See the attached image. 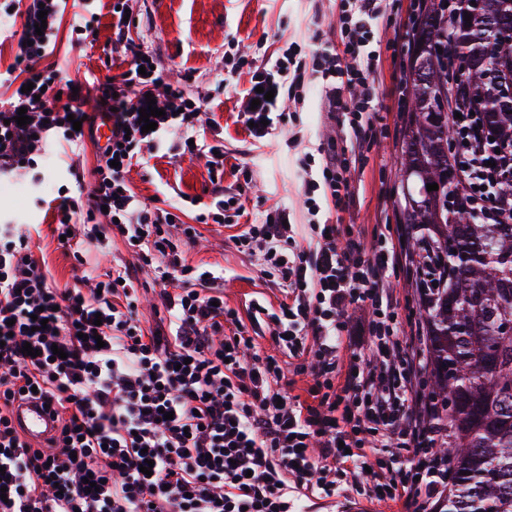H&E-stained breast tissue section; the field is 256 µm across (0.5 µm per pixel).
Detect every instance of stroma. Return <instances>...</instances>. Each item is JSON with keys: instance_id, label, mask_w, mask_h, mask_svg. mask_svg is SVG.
I'll list each match as a JSON object with an SVG mask.
<instances>
[{"instance_id": "stroma-1", "label": "stroma", "mask_w": 512, "mask_h": 512, "mask_svg": "<svg viewBox=\"0 0 512 512\" xmlns=\"http://www.w3.org/2000/svg\"><path fill=\"white\" fill-rule=\"evenodd\" d=\"M113 0H101L98 19L88 41L74 42L69 30H61L58 51L48 63L64 79L78 83L79 101L90 100L93 87L88 77L107 81L122 71V58H109L106 47L112 40ZM410 0H388L378 35L388 41L382 52L376 109L385 125L364 149V160L353 178L355 195L348 209L339 212L341 224L354 233L371 236L375 225L396 223L404 201L400 156L404 146L407 114L398 112V86L409 68L412 50L409 32L413 22ZM320 12H313L308 0H133L140 18L132 28L134 40L158 48L157 67L165 81L182 84L190 97L202 103L201 134L220 135L231 155L225 169L224 186L234 185L233 165L247 163L252 182L242 196L249 215H261L275 203L285 204L299 235H307L303 189L295 177L297 159L304 148L319 137L336 134L339 125L321 101L318 89H309L295 121L278 128L267 145L251 149L250 139L239 117L242 90L250 85L249 74H241L236 88L224 86L226 53L236 47L256 54L273 52L292 43L310 53L313 34L333 38L336 4L322 0ZM126 178L142 200L191 198L186 212L195 216L212 200L213 185L205 158L190 154L145 157L132 165ZM74 188L59 168L55 153H48L36 170L24 175L0 176V220L36 224L40 237L32 250L46 261L58 284H73L75 264L71 255L58 247L50 226L55 221L59 187ZM233 211H225L223 224L199 225L194 244L185 249L189 264H208L224 271V301L248 318L252 301L278 307L282 295L262 277L254 257L238 252L228 242Z\"/></svg>"}]
</instances>
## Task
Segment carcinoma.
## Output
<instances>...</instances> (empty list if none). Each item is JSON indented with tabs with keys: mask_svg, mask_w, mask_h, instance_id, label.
Returning <instances> with one entry per match:
<instances>
[{
	"mask_svg": "<svg viewBox=\"0 0 512 512\" xmlns=\"http://www.w3.org/2000/svg\"><path fill=\"white\" fill-rule=\"evenodd\" d=\"M484 2L462 0L449 29L430 11L416 28L421 50L409 67L411 119L401 161L406 223L430 232L445 272L442 287L425 289L424 305L429 389L447 418L438 452L451 474L435 512H512V333L502 331L512 322V224H482L467 209H448V184L458 182L459 171L448 157L455 129L442 99L447 74L435 55L441 38L449 54L466 60L471 101L497 139L512 142V114L498 106L490 76L493 68H512V0H498L508 21L476 44L472 24ZM475 50L485 65L471 62ZM434 183L438 190H427Z\"/></svg>",
	"mask_w": 512,
	"mask_h": 512,
	"instance_id": "cac0c4a2",
	"label": "carcinoma"
}]
</instances>
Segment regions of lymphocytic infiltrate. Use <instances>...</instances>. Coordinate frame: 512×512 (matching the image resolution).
I'll use <instances>...</instances> for the list:
<instances>
[{"instance_id":"1","label":"lymphocytic infiltrate","mask_w":512,"mask_h":512,"mask_svg":"<svg viewBox=\"0 0 512 512\" xmlns=\"http://www.w3.org/2000/svg\"><path fill=\"white\" fill-rule=\"evenodd\" d=\"M9 2L23 23L9 78L14 89L0 102L1 176L34 169L48 148L65 151L94 130L81 107L61 104L72 85L44 64L58 47L67 0ZM338 8L339 42L318 41L306 57L291 45L257 66L240 49L236 66L224 70L232 87L241 65L253 67L240 114L253 146L288 121L277 96L299 105L309 87H319L346 121L342 139L327 137L297 161L307 193L306 245L297 243L282 206L230 237L237 251L258 255L262 273L283 294L278 309H252L246 323L222 304L223 271L187 263L191 225L148 206L126 181L132 163L164 149L166 134L177 129L217 180L198 222L222 223L229 208L245 214L242 187L219 183L223 141L198 139L199 106L190 105L183 86L144 69L155 52L131 37L127 0L113 10L109 53L126 67L95 87V108L109 116L112 135L89 172L67 164L80 189L60 195L51 232L75 261L85 244L104 249L116 236L132 260L103 273L83 266L73 286L61 288L32 251L37 225L0 224V512H300L303 500L334 496L360 476L370 499L425 512L447 491L448 465L434 452L444 432L440 405L420 382L423 324L415 313L399 315L392 288L400 281L429 288L441 272L432 253L411 247L409 225H381L379 248L368 250L313 197L319 190L336 209L349 206L346 155L377 120L371 106L381 43L372 32L382 0H339ZM29 83L34 92H23ZM157 86L164 114L145 133L139 110ZM260 87L275 91V100H258ZM22 108L29 117L23 126L16 122ZM448 112L464 180L450 206L468 207L485 224H511L505 176L512 144L491 141L465 97L451 96ZM78 214L84 223H75ZM145 271L162 308L149 327L138 311ZM353 307L367 308L365 322L350 320ZM263 327L276 353L247 356L252 331ZM362 336L370 343L365 353L356 349ZM27 344L38 356L23 353ZM346 347L352 355L340 384L336 368ZM289 359L295 372L312 376L309 400L283 386ZM32 398L49 405L57 421L55 434L37 446L14 421L16 406ZM384 450L385 464L376 459ZM148 459L149 475L139 470ZM92 482L97 490H89Z\"/></svg>"}]
</instances>
